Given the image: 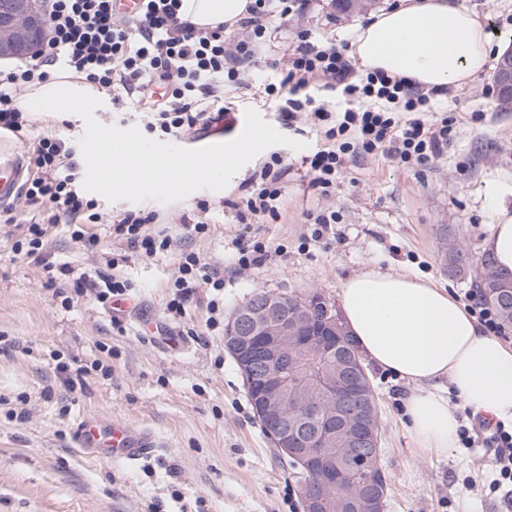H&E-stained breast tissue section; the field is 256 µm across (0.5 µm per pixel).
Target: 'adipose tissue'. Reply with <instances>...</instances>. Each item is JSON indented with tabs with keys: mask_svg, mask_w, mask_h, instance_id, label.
Returning a JSON list of instances; mask_svg holds the SVG:
<instances>
[{
	"mask_svg": "<svg viewBox=\"0 0 512 512\" xmlns=\"http://www.w3.org/2000/svg\"><path fill=\"white\" fill-rule=\"evenodd\" d=\"M249 5L186 0L181 17L199 28L233 27L248 17ZM491 50L483 23L458 0H401L370 13L352 43L364 69L426 89L467 84L486 69ZM99 95L84 78L58 74L29 88L23 106L37 114L76 112ZM484 247L499 269L512 271L511 213L498 211ZM340 303L360 353L412 384L404 404L417 448L445 454L457 443L458 409L442 394L446 380L464 407L512 420V351L444 287L368 268L342 282Z\"/></svg>",
	"mask_w": 512,
	"mask_h": 512,
	"instance_id": "obj_1",
	"label": "adipose tissue"
}]
</instances>
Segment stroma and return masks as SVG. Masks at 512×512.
Masks as SVG:
<instances>
[{"label": "stroma", "mask_w": 512, "mask_h": 512, "mask_svg": "<svg viewBox=\"0 0 512 512\" xmlns=\"http://www.w3.org/2000/svg\"><path fill=\"white\" fill-rule=\"evenodd\" d=\"M397 2L369 0L365 8L341 10L333 0H309L300 18L276 20L250 87L224 91L230 112L223 128L181 139V147L234 139L249 108L279 126L277 106L264 89L276 82L272 64L294 45L297 31L348 45L369 13ZM460 2L485 24L499 23L491 37L498 51L512 46V0ZM493 75L489 69L449 87L456 134L427 165L404 167L380 154L358 158L346 163L335 193L325 196L311 187L302 163L318 140L308 129L295 135L304 149L279 148L291 170L278 219L246 228L231 205L259 167L256 159L221 191L200 190L170 204L146 201L176 244L151 258L131 254L115 267V275L139 291L136 309L118 318L87 294L63 304L39 268L14 256L17 222L29 209L24 197L12 201L15 223H0V512H303L301 481L254 415L224 348L225 326L209 323L208 290H194L183 318L167 314L180 255L195 252L223 274L228 313L261 290L318 291L335 303L343 280L367 268L408 272L463 299L471 284L449 274L448 245L481 254L496 209L512 210V104L495 92ZM476 112L481 120H473ZM84 131L78 115L46 114L1 139L0 151L23 157L44 136L75 143ZM202 199L223 206L224 217L206 235L185 238V225L201 217L196 204ZM328 209L337 212V224L317 229L311 215ZM88 230L101 240L93 253L66 225L52 227L54 261L78 273L104 267L114 244L104 225ZM245 230L268 247L263 266L231 264L234 241ZM56 353L68 363V375L57 373ZM96 360L103 370L92 369ZM367 369L380 411L386 512H500L490 490L494 451L484 438L446 454L418 450L402 415L408 385L375 364ZM94 414L152 432L156 452L134 467L86 456L74 443V426Z\"/></svg>", "instance_id": "stroma-1"}]
</instances>
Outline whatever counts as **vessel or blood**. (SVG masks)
<instances>
[{"label":"vessel or blood","mask_w":512,"mask_h":512,"mask_svg":"<svg viewBox=\"0 0 512 512\" xmlns=\"http://www.w3.org/2000/svg\"><path fill=\"white\" fill-rule=\"evenodd\" d=\"M22 164L13 156L0 155V204L17 192ZM75 442L87 456L130 465L152 455L156 448L147 431L99 415L81 418L74 431Z\"/></svg>","instance_id":"b4317fda"}]
</instances>
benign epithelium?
Here are the masks:
<instances>
[{"mask_svg": "<svg viewBox=\"0 0 512 512\" xmlns=\"http://www.w3.org/2000/svg\"><path fill=\"white\" fill-rule=\"evenodd\" d=\"M50 38L44 0H0V60L35 54ZM502 98L512 100V49L495 71ZM224 346L248 387L275 447L318 475L320 490L303 489L306 512H384V484L350 478L352 465L378 461L380 414L367 395V375L333 368L330 353L359 360L342 316L317 291L297 305L265 291L230 315ZM319 327L313 349L326 365L304 370L298 347Z\"/></svg>", "mask_w": 512, "mask_h": 512, "instance_id": "1", "label": "benign epithelium"}]
</instances>
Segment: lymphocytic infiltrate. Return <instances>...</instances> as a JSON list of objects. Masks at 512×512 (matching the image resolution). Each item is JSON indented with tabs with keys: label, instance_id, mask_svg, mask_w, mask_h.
Instances as JSON below:
<instances>
[{
	"label": "lymphocytic infiltrate",
	"instance_id": "1",
	"mask_svg": "<svg viewBox=\"0 0 512 512\" xmlns=\"http://www.w3.org/2000/svg\"><path fill=\"white\" fill-rule=\"evenodd\" d=\"M113 0H46L51 37L35 55L0 70V130L20 133L30 125L21 94L51 80L53 66L82 76L111 92L115 101L132 104L146 136L178 140L207 133L223 123L224 89L249 86V66L268 33L273 15H301L307 0H251L246 32L237 36L224 27L198 28L180 21L183 0H142L139 13L122 15ZM297 46L279 62L280 79L267 94L278 100L284 129L310 121L321 145L304 162L311 185L327 195L335 191L349 159L385 155L403 166L426 164L447 146L454 122L427 119L438 89H425L383 71L360 72L334 45L312 42L309 30L297 33ZM323 95H316V88ZM342 91L346 104L337 107L331 95ZM35 171L25 197L33 208L26 228L13 245L15 254L41 266L48 286L69 276L66 266L47 258L46 237L53 224L68 225L71 237L86 250L99 239L86 232L89 224H105L108 235L128 249L151 257L171 249L173 239L153 211L129 210L104 219L95 200L76 185L74 151L66 139L44 137L29 149ZM289 167L280 153H271L260 170L244 181L238 206L248 215L278 218ZM76 294L89 293L102 305L129 294L133 285L104 270L72 277ZM167 304L172 318L185 314L193 289L213 291L211 309L224 312V279L196 253H182ZM496 446L492 491L512 512V422L487 423Z\"/></svg>",
	"mask_w": 512,
	"mask_h": 512
}]
</instances>
